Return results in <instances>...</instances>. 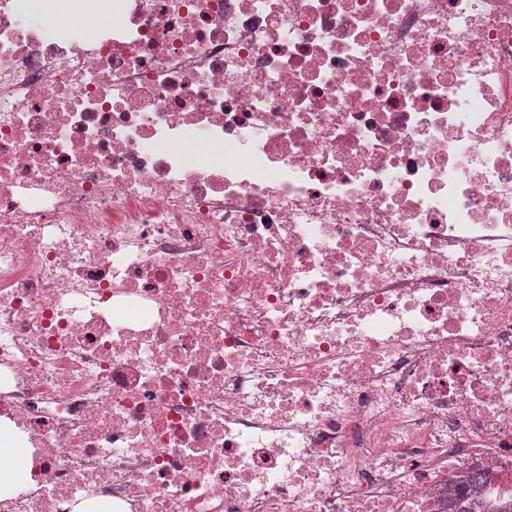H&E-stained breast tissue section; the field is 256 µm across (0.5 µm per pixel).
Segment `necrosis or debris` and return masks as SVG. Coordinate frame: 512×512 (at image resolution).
I'll return each instance as SVG.
<instances>
[{
  "mask_svg": "<svg viewBox=\"0 0 512 512\" xmlns=\"http://www.w3.org/2000/svg\"><path fill=\"white\" fill-rule=\"evenodd\" d=\"M0 512L512 493V0H0ZM28 458L25 448L0 441V488H14L27 480Z\"/></svg>",
  "mask_w": 512,
  "mask_h": 512,
  "instance_id": "4bbe7bcc",
  "label": "necrosis or debris"
}]
</instances>
